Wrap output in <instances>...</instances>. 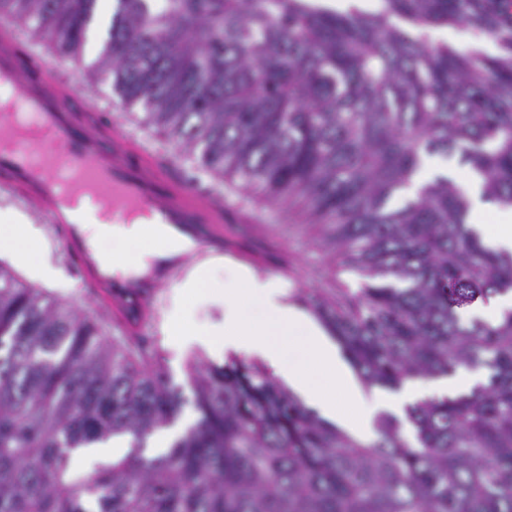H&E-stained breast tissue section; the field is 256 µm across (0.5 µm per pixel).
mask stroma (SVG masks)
<instances>
[{
  "label": "stroma",
  "mask_w": 512,
  "mask_h": 512,
  "mask_svg": "<svg viewBox=\"0 0 512 512\" xmlns=\"http://www.w3.org/2000/svg\"><path fill=\"white\" fill-rule=\"evenodd\" d=\"M136 134L153 145L162 159L172 162L179 175L195 180L207 192H220L224 198L237 204L240 211L247 213L252 220L253 235L269 239L276 246L277 258L274 264L269 265L266 276L277 281L288 295H296L302 289L309 291L326 287L324 274L331 268V260L308 246L309 232L306 228H288L282 213L256 205L236 187L218 184L200 167L193 154L174 149L155 130L140 126ZM0 213L18 217L20 225H29L36 230L38 239L33 246L35 259L48 260L58 272L56 283L49 287L50 292L78 311L89 314L107 336H115V328L99 312L88 288L80 286L64 257L60 240L48 225L3 193H0ZM242 265V260L220 257L211 268L209 289L203 296L186 293L176 281L163 288L155 322L144 341L149 348L161 354L163 366L176 384L188 386L187 364L193 358L217 365L226 361L224 352L209 350L192 340L182 341L176 335L175 328L180 324L190 328L223 325L224 290L229 286L226 271Z\"/></svg>",
  "instance_id": "obj_1"
}]
</instances>
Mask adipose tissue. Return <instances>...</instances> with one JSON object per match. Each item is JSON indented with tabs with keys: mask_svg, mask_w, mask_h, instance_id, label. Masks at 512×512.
I'll return each mask as SVG.
<instances>
[{
	"mask_svg": "<svg viewBox=\"0 0 512 512\" xmlns=\"http://www.w3.org/2000/svg\"><path fill=\"white\" fill-rule=\"evenodd\" d=\"M468 201L471 214L491 218L490 223L478 227L488 244L512 253V206L487 202L482 180L477 176L470 182ZM85 230L97 247L108 241L121 247L146 237L143 225L105 224L92 212L87 215ZM231 277L232 288L224 295V349L257 355L306 405L326 419L344 423L364 438L374 436L380 413L400 416L417 401L466 393L477 383L473 373L462 370L427 387L408 383L386 395H366L335 343L303 310L288 303L284 290L274 281L258 279L243 269L232 271ZM254 295L263 299V317H253L241 306L243 299ZM280 336L301 337L298 353L286 355L276 342ZM316 371L323 373L324 384L314 383L312 374Z\"/></svg>",
	"mask_w": 512,
	"mask_h": 512,
	"instance_id": "1",
	"label": "adipose tissue"
}]
</instances>
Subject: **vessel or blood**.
Here are the masks:
<instances>
[{"mask_svg": "<svg viewBox=\"0 0 512 512\" xmlns=\"http://www.w3.org/2000/svg\"><path fill=\"white\" fill-rule=\"evenodd\" d=\"M0 85L14 102L10 109L0 105V189L47 221L120 333H143L162 288L182 271L188 255L228 254L264 263V254L226 232L228 203L203 193L146 150L5 23ZM83 201L104 208L113 224L145 219L166 239L142 276L114 274L113 261L92 247L79 208Z\"/></svg>", "mask_w": 512, "mask_h": 512, "instance_id": "vessel-or-blood-1", "label": "vessel or blood"}]
</instances>
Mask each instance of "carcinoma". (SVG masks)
I'll return each mask as SVG.
<instances>
[{"label":"carcinoma","mask_w":512,"mask_h":512,"mask_svg":"<svg viewBox=\"0 0 512 512\" xmlns=\"http://www.w3.org/2000/svg\"><path fill=\"white\" fill-rule=\"evenodd\" d=\"M114 0L99 59L95 0H0V16L80 75L104 76L134 118L197 155L361 279L301 296L366 387L483 368L468 394L383 414L363 442L267 370L190 362L195 423L151 459L181 388L140 341L96 323L0 261V512H512V310H460L512 291V254L485 244L446 177L391 200L433 154H458L512 206V0ZM471 27L497 52L435 29ZM132 451L80 471L76 449ZM432 38L434 40L448 41V43L461 52H468L476 45L483 44H491L493 46V50L486 51L487 53L496 52L495 44L488 37L480 35L473 29L464 26L448 30H435L432 32Z\"/></svg>","instance_id":"carcinoma-1"}]
</instances>
